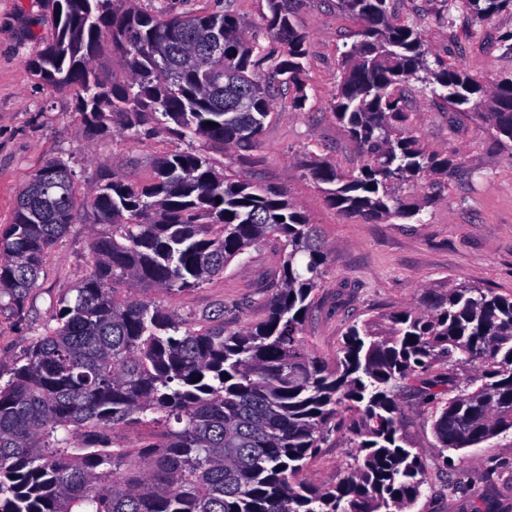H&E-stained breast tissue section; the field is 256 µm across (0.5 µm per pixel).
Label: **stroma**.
Instances as JSON below:
<instances>
[{
    "label": "stroma",
    "mask_w": 512,
    "mask_h": 512,
    "mask_svg": "<svg viewBox=\"0 0 512 512\" xmlns=\"http://www.w3.org/2000/svg\"><path fill=\"white\" fill-rule=\"evenodd\" d=\"M337 0H301L296 22L309 37L304 80L308 101L295 110L284 87L273 92V110L259 143L245 151H227L178 137L164 130L131 136L120 130L88 137L74 92L42 84L31 60L55 35L46 0H0V225L10 223L22 186L46 162L61 159L74 172L78 196H86L103 169L127 181L143 183L156 157L196 150L239 178L284 190L315 225L326 251L320 284L304 327L306 347L334 361L347 326L383 313L416 305L423 292L446 282L480 285L512 295V147L500 144L485 124L455 112L412 83L407 92L423 143L453 155L458 166L441 187V197L419 220L378 222L350 218L326 201L307 175L304 162L315 152L342 171L361 164L357 146L330 107L338 61L354 40L356 21L341 12ZM138 8L167 15L234 13L246 31L263 30L266 0H136ZM394 14L412 21L428 48L451 65H462L486 84L512 74V53L501 46L512 33V8L472 23L454 12L444 19L441 0H391ZM106 224L78 215L51 248L22 312L0 308V371L24 363L35 336L70 288L91 270L94 238L109 235ZM281 252L269 240L249 249L224 271L189 293L153 292V300L186 326L211 325L223 314L233 330L262 320L275 290ZM404 429L428 460L438 451L429 411L401 391ZM446 469L432 470L413 512H472L489 496L477 472L498 466L512 478V432L453 455ZM351 463L342 438L332 437L312 459L306 477L316 484H336ZM459 491L449 495V484Z\"/></svg>",
    "instance_id": "stroma-1"
}]
</instances>
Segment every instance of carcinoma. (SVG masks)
Instances as JSON below:
<instances>
[{
    "label": "carcinoma",
    "instance_id": "carcinoma-1",
    "mask_svg": "<svg viewBox=\"0 0 512 512\" xmlns=\"http://www.w3.org/2000/svg\"><path fill=\"white\" fill-rule=\"evenodd\" d=\"M56 39L31 60L38 79L75 92L92 135L141 117L183 138L227 149L254 145L270 114L271 84L308 100V36L297 0H267L264 31L248 35L232 13L167 16L135 0H47ZM446 16L478 20L512 0H442ZM360 24L338 67L336 119L363 157L355 171L308 164L328 204L366 219L412 218L435 203H407L401 185L434 187L455 160L431 152L402 95L422 90L489 125L512 143V111L485 112L492 87L426 48L388 0H338ZM224 33L225 54L210 34ZM284 45L278 56L260 43ZM119 57L123 83L94 66ZM73 172L48 162L19 190L0 228V307H24L46 255L75 216ZM96 224L88 276L62 298L25 363L0 383V512H410L428 484L419 449L402 432L398 394L431 409L439 468L449 451L512 430V296L461 282L413 307L350 325L336 361L309 351L304 323L324 252L315 228L284 192L234 180L192 150L156 159L149 182L106 173L90 194ZM268 239L281 256L266 317L239 330H199L144 293L184 294ZM166 424L136 448L114 440L131 423ZM355 449L336 484L303 472L331 436Z\"/></svg>",
    "mask_w": 512,
    "mask_h": 512
}]
</instances>
